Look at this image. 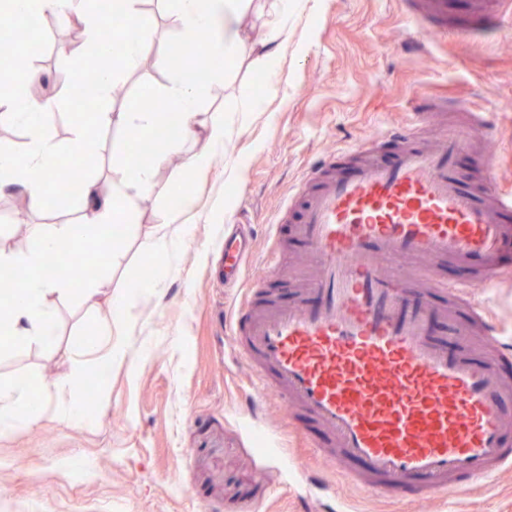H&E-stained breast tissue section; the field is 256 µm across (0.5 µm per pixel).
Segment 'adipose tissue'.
<instances>
[{
	"label": "adipose tissue",
	"mask_w": 512,
	"mask_h": 512,
	"mask_svg": "<svg viewBox=\"0 0 512 512\" xmlns=\"http://www.w3.org/2000/svg\"><path fill=\"white\" fill-rule=\"evenodd\" d=\"M10 12L35 22L44 14L73 15L80 19L86 41L93 46L101 60V77L98 94L107 97L115 80L110 58L101 41L104 18L82 8V0H5ZM252 0H180L176 21L184 33L192 34L214 25L216 18H223L224 26L218 37L207 46V52L217 56H233L249 51L262 52L264 58H274L282 43L288 39V16L294 8L292 0H275L278 22L257 43H250L239 28L237 20L248 10ZM219 68L208 69L204 78L194 79L178 76L164 89L156 91L152 100L135 105L120 112H101L97 115L100 124L115 127L126 133H144L154 128L157 120V105L168 106L178 112L182 124V137L205 142V150L199 151L182 165L181 179L194 177L197 171L208 164L210 146L229 139L233 124L220 121L211 126L200 125L197 121V104L205 96L209 85L223 78ZM34 75L24 72L15 84L11 97L0 99V124H14L25 127L27 141L22 154L0 150V191H15L22 194L29 207L44 206L50 192V176L62 150L78 154L85 139V122L74 121V138L68 148H61L50 132L54 105L39 101L27 95L26 89ZM41 114L40 124L28 123L29 113ZM180 140L168 141L156 150L149 159L138 163L129 172L113 178L112 190L102 193L98 184L91 179L84 180L81 193L84 215L74 224H56L51 228L33 226L31 243L23 250L0 249V269L9 270L24 267L31 270V277L20 286L13 288L6 305L0 307V332L11 340L22 344H42L54 336L52 313L48 300L70 292H77L81 302L88 307H98L103 298H111L112 308L106 321L108 337L102 349L106 357L121 359L128 347L127 327L132 318L131 308L137 298V291L124 288L113 292L112 280L101 277L80 288L71 284L40 276L39 271L54 256L78 243L102 240L105 229L112 222L113 204L122 201L126 212H133L138 198L153 186L156 171L178 152ZM85 364L73 362L57 383L62 400L64 415L76 425L83 424L86 413L78 400L85 378ZM38 420V409L31 397V385L27 380L0 386V439L11 437L19 427L29 426Z\"/></svg>",
	"instance_id": "1"
}]
</instances>
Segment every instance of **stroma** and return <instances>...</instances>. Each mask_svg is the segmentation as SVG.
<instances>
[{
	"label": "stroma",
	"instance_id": "stroma-1",
	"mask_svg": "<svg viewBox=\"0 0 512 512\" xmlns=\"http://www.w3.org/2000/svg\"><path fill=\"white\" fill-rule=\"evenodd\" d=\"M140 8L146 62L121 71L116 94L100 100L98 111L129 108L141 85L159 90L174 75L169 47L183 38L176 0H142ZM81 29L78 19L49 17L35 64L39 93L58 104L52 134L64 146L80 104L62 75L85 59ZM246 97L261 101L260 111L240 112ZM444 97L491 115L492 135L463 155V174L487 157L496 183L512 186V38L419 39L404 0H297L277 63L239 57L199 104V121L231 115L237 129L213 147L186 205L171 204L176 163L162 166L124 235L100 252L95 274L111 277L113 290L135 268L157 277L159 266L141 243L166 214L182 215L164 297L136 301L125 358L108 363L88 350L109 306L91 309L74 295L49 301L50 344L0 348V386L25 378L44 400L38 423L0 439V512H313L320 491L301 488L308 476L331 489L339 512H512V472L448 498L365 496L313 452L312 443H331L316 425H308L305 440L283 435L287 412L271 391L264 396L269 436L261 438L247 422L249 371L225 334V311L236 295L224 285L220 262L225 226L249 225L256 251H265L267 222L310 161L364 143L382 125ZM465 111L442 117L459 121ZM94 133L98 150L83 164L107 191L113 176L139 158L129 134L100 124ZM80 216L76 199L51 213L31 209L16 193L0 194V247L28 240L29 225L70 224ZM76 360L91 372L110 370L80 426L64 417L55 391L59 372Z\"/></svg>",
	"mask_w": 512,
	"mask_h": 512
}]
</instances>
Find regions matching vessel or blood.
<instances>
[{
  "instance_id": "1",
  "label": "vessel or blood",
  "mask_w": 512,
  "mask_h": 512,
  "mask_svg": "<svg viewBox=\"0 0 512 512\" xmlns=\"http://www.w3.org/2000/svg\"><path fill=\"white\" fill-rule=\"evenodd\" d=\"M406 2L421 33L452 28L448 0ZM506 2L472 0L477 34L504 20ZM426 122L407 113L311 164L264 254L241 231L224 234V271L244 287L227 328L254 415L275 390L291 432L313 421L334 441L318 450L329 467L390 498L457 494L512 469V344L477 299L512 252V190L494 187L488 160L473 183L457 165L472 135L489 133L487 113L432 148L418 142ZM293 244L312 264L287 289L275 275ZM255 260L265 274L249 283ZM449 263L471 276L448 283L437 270ZM442 323L453 339L437 336Z\"/></svg>"
}]
</instances>
